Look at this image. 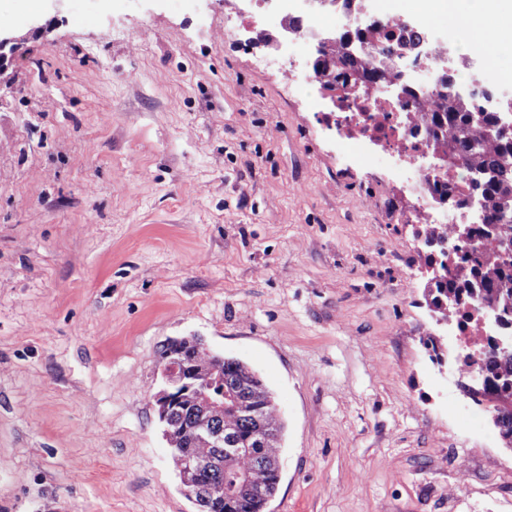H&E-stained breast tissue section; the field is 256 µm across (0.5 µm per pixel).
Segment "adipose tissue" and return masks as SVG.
<instances>
[{"label":"adipose tissue","mask_w":512,"mask_h":512,"mask_svg":"<svg viewBox=\"0 0 512 512\" xmlns=\"http://www.w3.org/2000/svg\"><path fill=\"white\" fill-rule=\"evenodd\" d=\"M414 5L424 22L461 30L492 79H512V64L501 60L512 51V0H414Z\"/></svg>","instance_id":"1"}]
</instances>
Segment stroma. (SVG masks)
Returning <instances> with one entry per match:
<instances>
[{
	"mask_svg": "<svg viewBox=\"0 0 512 512\" xmlns=\"http://www.w3.org/2000/svg\"><path fill=\"white\" fill-rule=\"evenodd\" d=\"M278 0H38L0 76V512H197L167 339L286 422L267 512H512V452L433 364L412 201L284 68Z\"/></svg>",
	"mask_w": 512,
	"mask_h": 512,
	"instance_id": "obj_1",
	"label": "stroma"
}]
</instances>
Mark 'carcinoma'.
I'll return each mask as SVG.
<instances>
[{
  "instance_id": "carcinoma-1",
  "label": "carcinoma",
  "mask_w": 512,
  "mask_h": 512,
  "mask_svg": "<svg viewBox=\"0 0 512 512\" xmlns=\"http://www.w3.org/2000/svg\"><path fill=\"white\" fill-rule=\"evenodd\" d=\"M405 36L393 40L386 36L372 57L348 44L359 46L365 41L360 30L346 31L323 49L313 65L314 72H328L332 82H320L322 90H335L337 108L343 109L349 99L361 96L368 83H380L405 91H413L394 82L395 73L382 64L392 50L413 53L420 38L413 29H403ZM435 100L425 111L423 121L431 155L437 166L448 169L458 163L466 165L465 179L456 184L434 183L433 194L442 204H451L452 197L462 196L482 202V222L442 228L424 224L421 235L430 245L453 233L465 234L459 253L426 256L424 266L443 270L452 261L455 274L432 276L427 283L426 303L430 313L443 322L454 317L462 305L501 316L512 325V261L501 257L512 245V139L499 138L493 127L500 113L478 112L471 100L448 91V76L440 80ZM188 355L196 372L207 377L217 368H224V411L212 414L203 411L195 395L186 391L178 411L164 423V435L171 463L182 473L184 459L193 457L200 467L189 474L199 512H266L275 497L280 481L284 421L276 405L268 401L269 388L246 361L224 356L199 343L193 337L171 340ZM478 370L483 383L473 392V403L488 410H497L495 428L500 437H512V355L495 350L490 337H485L484 350L478 357ZM266 431L259 456L242 454L229 457L216 447L214 434L235 433L248 440L257 427Z\"/></svg>"
}]
</instances>
